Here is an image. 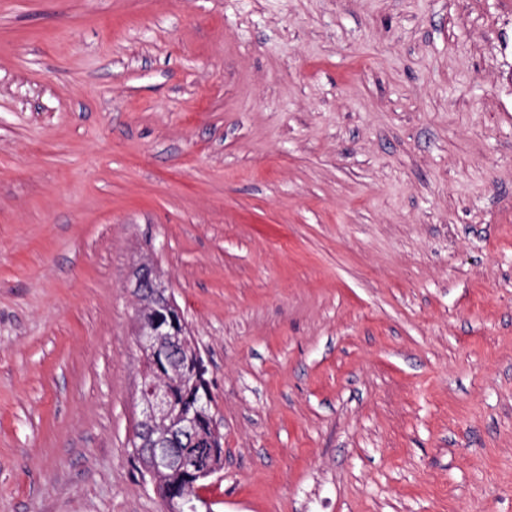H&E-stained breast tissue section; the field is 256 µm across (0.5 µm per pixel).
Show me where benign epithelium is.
Wrapping results in <instances>:
<instances>
[{
	"label": "benign epithelium",
	"instance_id": "7a95c632",
	"mask_svg": "<svg viewBox=\"0 0 512 512\" xmlns=\"http://www.w3.org/2000/svg\"><path fill=\"white\" fill-rule=\"evenodd\" d=\"M134 292L145 301L147 314L139 315L137 322V345L142 364L155 365L157 358L177 350L186 352L194 361L193 369L200 365L196 343L188 336L186 322L181 309L175 304L171 289L160 274L151 266L142 264L135 269L132 280ZM207 405L202 401L191 411H175L168 402L167 392L159 385L153 389L152 400L141 403L138 423L158 431L156 447L148 448L138 459L142 475L159 482L171 465L168 445L174 434L192 429L194 419ZM221 436L216 425H211L207 434H195L188 448L179 449L181 467L194 481L184 492H172L164 500V512H182L192 495L199 493L195 481L209 479L219 472L212 461V448Z\"/></svg>",
	"mask_w": 512,
	"mask_h": 512
}]
</instances>
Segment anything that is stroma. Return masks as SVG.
Listing matches in <instances>:
<instances>
[{"label":"stroma","instance_id":"obj_1","mask_svg":"<svg viewBox=\"0 0 512 512\" xmlns=\"http://www.w3.org/2000/svg\"><path fill=\"white\" fill-rule=\"evenodd\" d=\"M143 262L214 512H512V0H0V512H163ZM134 292L145 301L137 322V345L143 369L155 367L157 358L177 350L186 352L193 360V371L200 365L196 343L188 336L181 309L175 304L171 289L151 266L142 264L135 269L132 280ZM179 364L176 358H172L170 368L169 360L162 359L159 361L156 376L152 378L157 383L153 389L152 400L151 402L140 401L141 410L138 423L140 426L158 431L159 435L155 438L156 445L154 448H146L150 440L147 432L140 426H136L135 438L131 440L132 452L135 458H137L138 448H146L143 455L138 459L140 470L144 477L148 476L155 483L162 479L171 465L170 448L167 447L174 434L189 432L193 427L196 416V430H208L210 424L214 422L211 414L213 397L210 392L209 381L205 378L206 371L200 372L194 381L191 379L185 380L172 372ZM204 392L209 395V404L207 405L208 395H205V400L201 401L193 411H174L168 402L169 398L170 403L174 406L182 405L186 409H191L196 397ZM201 407L205 408L202 413L198 414Z\"/></svg>","mask_w":512,"mask_h":512}]
</instances>
